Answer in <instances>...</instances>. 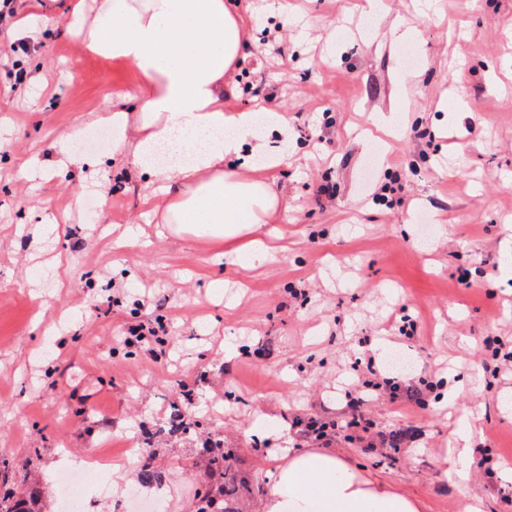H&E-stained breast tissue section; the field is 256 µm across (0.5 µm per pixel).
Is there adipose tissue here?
<instances>
[{
	"label": "adipose tissue",
	"mask_w": 512,
	"mask_h": 512,
	"mask_svg": "<svg viewBox=\"0 0 512 512\" xmlns=\"http://www.w3.org/2000/svg\"><path fill=\"white\" fill-rule=\"evenodd\" d=\"M79 51L118 61L138 78L139 104L111 107L98 120L120 131L112 153L145 174L164 197V224L234 243L249 234L248 265L263 259L262 228L288 201L275 180L283 149L252 138L256 114L224 109V85L247 56V13L233 0H82L65 15ZM231 136H224V129ZM261 156L265 179L246 177ZM398 486L364 474L344 453H286L262 512H421Z\"/></svg>",
	"instance_id": "ef3b65f1"
}]
</instances>
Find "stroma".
<instances>
[{"instance_id": "obj_1", "label": "stroma", "mask_w": 512, "mask_h": 512, "mask_svg": "<svg viewBox=\"0 0 512 512\" xmlns=\"http://www.w3.org/2000/svg\"><path fill=\"white\" fill-rule=\"evenodd\" d=\"M289 2L246 0L253 47L224 95L229 112L288 114L286 139L269 137L288 211L245 278L155 223L141 179L114 166L118 133L94 116L136 106V75L79 53L63 20L0 28V459L51 512H73L67 478L88 512H120L100 493L115 483L121 512H196L218 440L260 512L275 449L315 445L295 419L342 426L349 392L374 431L406 435L395 451L338 432L330 447L366 474L424 512H512V362L487 349L512 342V0ZM61 140L96 170L56 174ZM395 351L426 406L367 388ZM186 412L197 432L163 434ZM470 422L486 463L440 479L436 449ZM144 442L164 496L140 481Z\"/></svg>"}]
</instances>
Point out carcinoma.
Instances as JSON below:
<instances>
[{
  "instance_id": "cac0c4a2",
  "label": "carcinoma",
  "mask_w": 512,
  "mask_h": 512,
  "mask_svg": "<svg viewBox=\"0 0 512 512\" xmlns=\"http://www.w3.org/2000/svg\"><path fill=\"white\" fill-rule=\"evenodd\" d=\"M205 470L217 482L208 484L204 496L198 497L196 512H241V501L253 489L249 479L237 470L231 453L219 445L209 448ZM0 512H44L40 487L30 484L18 494H0Z\"/></svg>"
}]
</instances>
